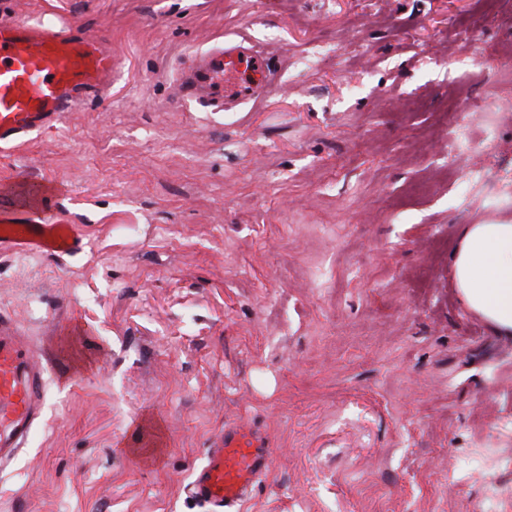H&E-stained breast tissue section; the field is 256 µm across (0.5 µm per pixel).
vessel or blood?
<instances>
[{
	"label": "vessel or blood",
	"instance_id": "obj_1",
	"mask_svg": "<svg viewBox=\"0 0 512 512\" xmlns=\"http://www.w3.org/2000/svg\"><path fill=\"white\" fill-rule=\"evenodd\" d=\"M112 67L111 51L96 42L45 24L0 23V145L52 129L72 102L99 90ZM197 72L198 82L229 101L258 98L271 82L268 58L240 44L207 55ZM60 191L45 180L18 196L11 210L0 209V248L21 255L80 250L73 225L46 214ZM46 372V356L0 314V461L12 458L41 420ZM272 460L261 433L225 428L194 469L189 495L203 512H237Z\"/></svg>",
	"mask_w": 512,
	"mask_h": 512
}]
</instances>
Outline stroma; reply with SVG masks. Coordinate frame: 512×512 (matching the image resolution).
I'll return each instance as SVG.
<instances>
[{
    "mask_svg": "<svg viewBox=\"0 0 512 512\" xmlns=\"http://www.w3.org/2000/svg\"><path fill=\"white\" fill-rule=\"evenodd\" d=\"M12 19L114 68L0 148V184L57 181L86 244L0 255V312L49 360L0 512H200L191 472L236 424L274 450L241 512H512V339L449 269L459 225L512 221V0H0ZM232 43L271 89L195 95Z\"/></svg>",
    "mask_w": 512,
    "mask_h": 512,
    "instance_id": "1",
    "label": "stroma"
}]
</instances>
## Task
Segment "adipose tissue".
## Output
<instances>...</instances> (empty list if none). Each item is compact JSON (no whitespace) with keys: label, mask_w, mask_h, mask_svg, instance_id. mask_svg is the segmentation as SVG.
<instances>
[{"label":"adipose tissue","mask_w":512,"mask_h":512,"mask_svg":"<svg viewBox=\"0 0 512 512\" xmlns=\"http://www.w3.org/2000/svg\"><path fill=\"white\" fill-rule=\"evenodd\" d=\"M450 266L467 310L512 337V223L460 225Z\"/></svg>","instance_id":"ef3b65f1"}]
</instances>
